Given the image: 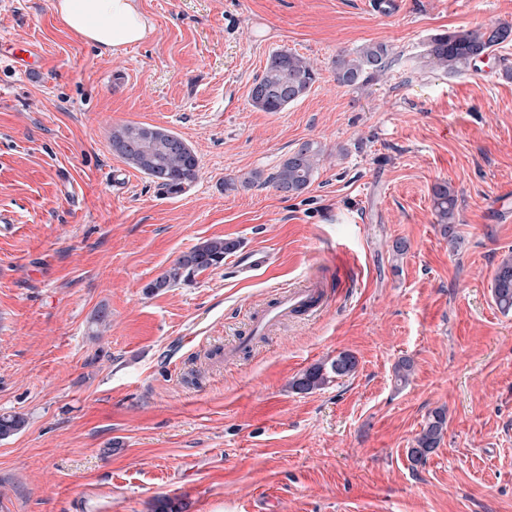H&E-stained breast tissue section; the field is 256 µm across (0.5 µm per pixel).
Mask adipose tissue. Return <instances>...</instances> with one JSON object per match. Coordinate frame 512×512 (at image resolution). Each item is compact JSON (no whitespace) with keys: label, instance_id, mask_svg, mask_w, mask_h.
Segmentation results:
<instances>
[{"label":"adipose tissue","instance_id":"ef3b65f1","mask_svg":"<svg viewBox=\"0 0 512 512\" xmlns=\"http://www.w3.org/2000/svg\"><path fill=\"white\" fill-rule=\"evenodd\" d=\"M54 9L71 32L113 55L144 41L153 30L139 0H56Z\"/></svg>","mask_w":512,"mask_h":512}]
</instances>
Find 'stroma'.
<instances>
[{
    "instance_id": "stroma-1",
    "label": "stroma",
    "mask_w": 512,
    "mask_h": 512,
    "mask_svg": "<svg viewBox=\"0 0 512 512\" xmlns=\"http://www.w3.org/2000/svg\"><path fill=\"white\" fill-rule=\"evenodd\" d=\"M54 2L0 0V42L38 55L31 73L0 62V414L27 419L0 439V512H82L93 493L102 512L158 496L189 512H512V314L492 296L512 252V43L461 74L424 59L437 33L512 23V0H140L153 31L115 56L69 32ZM368 43L388 46L391 69L339 86L336 54ZM279 48L318 78L262 112L249 91ZM126 123L180 134L198 180L160 195L112 151ZM305 141L326 155L302 194L225 190ZM444 181L456 250L432 207ZM215 237L276 263L247 280L231 254L149 292ZM310 279L324 312L225 361ZM343 351L354 375L292 389ZM438 408L442 443L413 465ZM446 428V411L444 409L434 410L415 437L414 446L408 448V459L414 464L426 463L428 457L440 447Z\"/></svg>"
}]
</instances>
